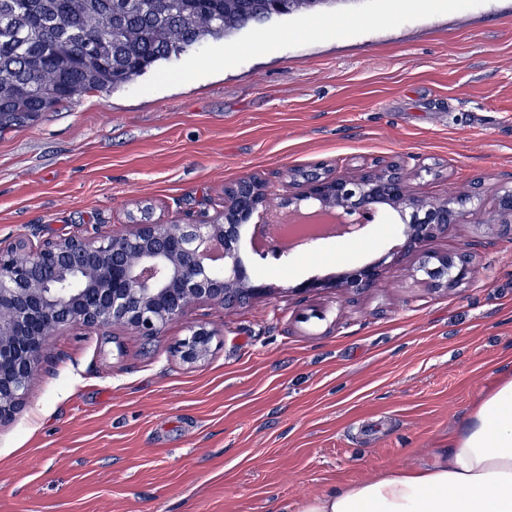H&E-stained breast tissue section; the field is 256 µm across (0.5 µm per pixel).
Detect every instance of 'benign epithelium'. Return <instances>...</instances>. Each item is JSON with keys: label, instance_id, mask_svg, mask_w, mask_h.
Listing matches in <instances>:
<instances>
[{"label": "benign epithelium", "instance_id": "7a95c632", "mask_svg": "<svg viewBox=\"0 0 512 512\" xmlns=\"http://www.w3.org/2000/svg\"><path fill=\"white\" fill-rule=\"evenodd\" d=\"M297 191L280 207L308 205L342 212L349 222L337 235L352 237L385 208L404 224L401 252L414 253L448 231L450 224H512V189L492 207L478 194L465 202L453 191L442 199L415 193L403 165L392 162L349 180L322 165L297 174L288 170ZM267 184L253 175L224 189V211L196 224L179 219L144 221L110 235H72L18 240L0 250V422L24 406L33 379L48 355L49 341L68 327L108 330L128 327L142 336L160 335L187 315L194 301L233 308L263 296L270 287L253 281L237 243L243 225L258 233L270 215ZM386 259L346 270L328 281L309 280L300 292L320 288L352 291L371 287L383 274ZM417 271L454 287L476 277L473 255L434 257L420 254ZM213 332L192 327L180 349L188 363L202 361Z\"/></svg>", "mask_w": 512, "mask_h": 512}]
</instances>
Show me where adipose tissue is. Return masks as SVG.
<instances>
[{
  "label": "adipose tissue",
  "mask_w": 512,
  "mask_h": 512,
  "mask_svg": "<svg viewBox=\"0 0 512 512\" xmlns=\"http://www.w3.org/2000/svg\"><path fill=\"white\" fill-rule=\"evenodd\" d=\"M295 512H512V378L434 460L327 490Z\"/></svg>",
  "instance_id": "ef3b65f1"
}]
</instances>
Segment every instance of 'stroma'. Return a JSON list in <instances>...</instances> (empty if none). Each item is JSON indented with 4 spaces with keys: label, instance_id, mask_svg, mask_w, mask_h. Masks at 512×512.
Wrapping results in <instances>:
<instances>
[{
    "label": "stroma",
    "instance_id": "35a3bbf8",
    "mask_svg": "<svg viewBox=\"0 0 512 512\" xmlns=\"http://www.w3.org/2000/svg\"><path fill=\"white\" fill-rule=\"evenodd\" d=\"M406 162L421 194L512 186V0H345L273 17L0 133V249L198 221L254 174L356 175ZM397 215L278 269L238 248L270 295L193 306L146 338L54 336L26 404L0 424V512H279L431 460L512 378V234L453 224L427 243L470 251L473 282L441 288L403 256L372 288L295 286L386 255ZM211 352L185 363L193 322Z\"/></svg>",
    "mask_w": 512,
    "mask_h": 512
}]
</instances>
